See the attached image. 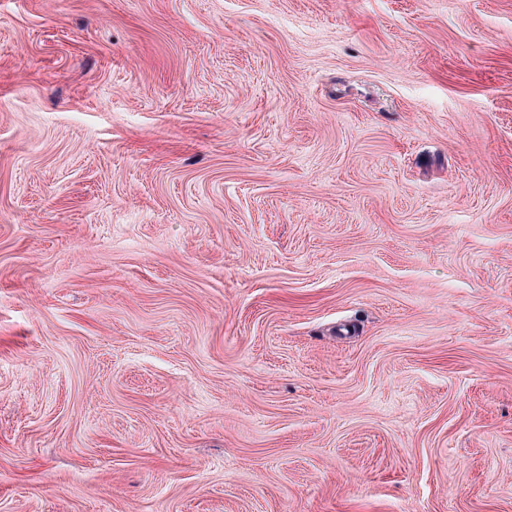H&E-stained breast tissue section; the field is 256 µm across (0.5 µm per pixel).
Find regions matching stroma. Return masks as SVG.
Here are the masks:
<instances>
[{
	"label": "stroma",
	"instance_id": "35a3bbf8",
	"mask_svg": "<svg viewBox=\"0 0 512 512\" xmlns=\"http://www.w3.org/2000/svg\"><path fill=\"white\" fill-rule=\"evenodd\" d=\"M0 512H512V0H0Z\"/></svg>",
	"mask_w": 512,
	"mask_h": 512
}]
</instances>
